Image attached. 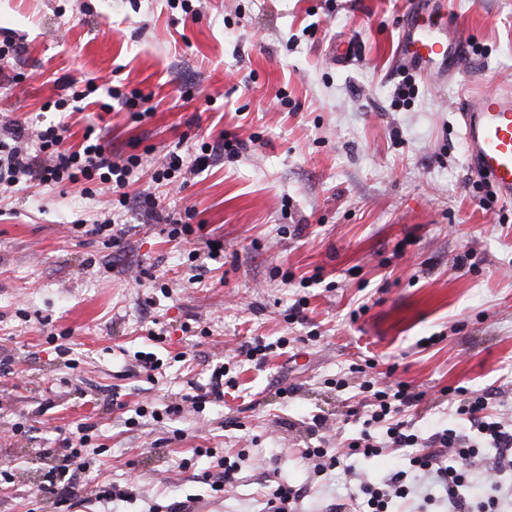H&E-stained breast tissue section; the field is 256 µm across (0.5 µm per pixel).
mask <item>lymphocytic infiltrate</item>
Here are the masks:
<instances>
[{
  "label": "lymphocytic infiltrate",
  "instance_id": "1",
  "mask_svg": "<svg viewBox=\"0 0 512 512\" xmlns=\"http://www.w3.org/2000/svg\"><path fill=\"white\" fill-rule=\"evenodd\" d=\"M64 125H49L31 130L21 123L0 125V197L15 193L20 186L36 183L51 186L63 182L79 183L84 195L96 196L99 189L112 191L120 206H127L126 188L142 168L141 156L132 154L113 159L112 145L86 129L79 145L65 146ZM369 395L368 411L359 437L351 439L336 453L324 448H307L302 453L314 473L343 467L351 456L371 457L383 450L410 449L408 468L377 483L364 482L357 495L346 503L328 504L325 512H391L393 504L417 490L436 491L447 512H474L473 500L463 489L471 482L497 491L502 477L512 472V423L489 412L486 394L470 393L460 399L455 412L460 428H446L422 436L407 419L408 409L420 396L403 382L364 381ZM77 439H63L55 449L56 465L44 485L45 493L57 506L70 503L77 493L76 476L88 463L81 450L89 442L85 426H78ZM495 448V466L485 471L474 468L480 444Z\"/></svg>",
  "mask_w": 512,
  "mask_h": 512
}]
</instances>
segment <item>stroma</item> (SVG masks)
Listing matches in <instances>:
<instances>
[{
	"label": "stroma",
	"mask_w": 512,
	"mask_h": 512,
	"mask_svg": "<svg viewBox=\"0 0 512 512\" xmlns=\"http://www.w3.org/2000/svg\"><path fill=\"white\" fill-rule=\"evenodd\" d=\"M411 2L199 0L192 21L169 0H0V40L22 46L0 60V123L63 121L71 145L92 127L113 156L150 163L172 149L194 159L224 133L244 144L181 190L140 175L128 191L151 190L152 211L67 182L0 201V463L14 474L0 512H56L41 493L48 451L82 423L97 452L69 512L189 498L194 512H261L280 483L306 488L302 512H323L403 462L361 456L316 475L300 457L359 433V367L421 393L410 415L424 433L453 425L458 387L493 390L491 413L512 419V200L482 205L457 110L462 92L512 90V0H432L469 57L448 83L413 75L402 104L394 55ZM339 43L347 62L331 56ZM89 78L148 95L151 115L52 109L62 80L81 91ZM187 208L190 240L171 238L167 215ZM104 212L117 241L85 230ZM256 338L274 346L261 366L240 352ZM219 363L233 388L192 408L185 395ZM224 456L241 469L220 495L205 473ZM112 482L132 499L100 498Z\"/></svg>",
	"instance_id": "obj_1"
}]
</instances>
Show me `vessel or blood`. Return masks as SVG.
Wrapping results in <instances>:
<instances>
[{
	"mask_svg": "<svg viewBox=\"0 0 512 512\" xmlns=\"http://www.w3.org/2000/svg\"><path fill=\"white\" fill-rule=\"evenodd\" d=\"M467 53L453 24L431 17L422 8L409 11L397 47L400 66L453 80ZM471 173L488 182L504 199L512 198V94L488 87L460 113Z\"/></svg>",
	"mask_w": 512,
	"mask_h": 512,
	"instance_id": "vessel-or-blood-1",
	"label": "vessel or blood"
}]
</instances>
